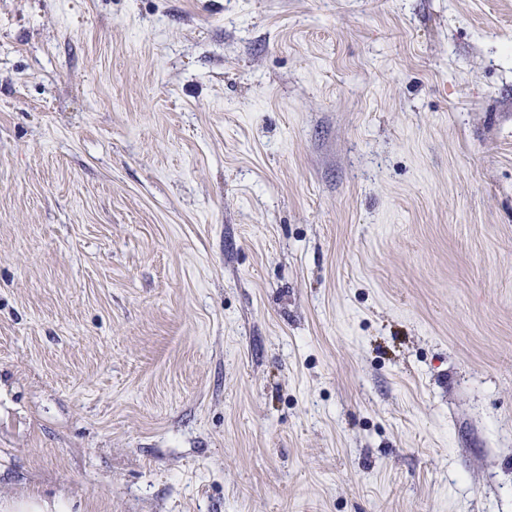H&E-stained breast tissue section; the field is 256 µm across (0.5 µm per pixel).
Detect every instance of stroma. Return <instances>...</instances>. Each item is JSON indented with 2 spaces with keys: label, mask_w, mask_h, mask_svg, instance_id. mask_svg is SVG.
Instances as JSON below:
<instances>
[{
  "label": "stroma",
  "mask_w": 512,
  "mask_h": 512,
  "mask_svg": "<svg viewBox=\"0 0 512 512\" xmlns=\"http://www.w3.org/2000/svg\"><path fill=\"white\" fill-rule=\"evenodd\" d=\"M512 512V0H0V496Z\"/></svg>",
  "instance_id": "obj_1"
}]
</instances>
